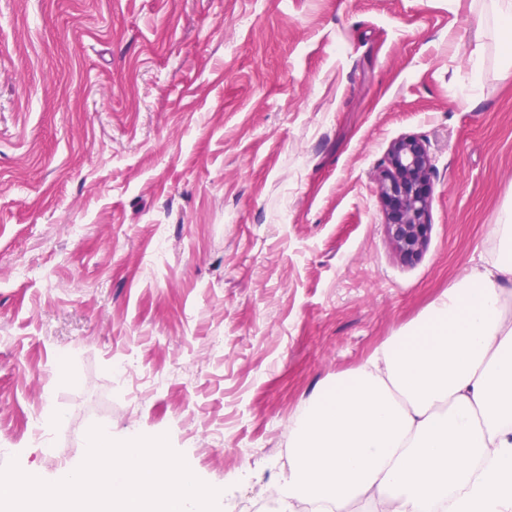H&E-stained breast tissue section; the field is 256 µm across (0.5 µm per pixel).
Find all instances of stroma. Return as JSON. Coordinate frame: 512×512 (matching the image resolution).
<instances>
[{"instance_id":"1","label":"stroma","mask_w":512,"mask_h":512,"mask_svg":"<svg viewBox=\"0 0 512 512\" xmlns=\"http://www.w3.org/2000/svg\"><path fill=\"white\" fill-rule=\"evenodd\" d=\"M482 24L471 0H0V468L60 481L97 425L167 436L220 512L262 499L306 399L500 255L512 44L474 80ZM404 136L434 158L410 263L376 184Z\"/></svg>"}]
</instances>
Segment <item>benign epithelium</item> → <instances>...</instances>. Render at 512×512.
Returning <instances> with one entry per match:
<instances>
[{
	"label": "benign epithelium",
	"mask_w": 512,
	"mask_h": 512,
	"mask_svg": "<svg viewBox=\"0 0 512 512\" xmlns=\"http://www.w3.org/2000/svg\"><path fill=\"white\" fill-rule=\"evenodd\" d=\"M433 167V157L426 144L419 138L406 136L390 144L388 165L376 178L387 235L406 262L417 259L428 243Z\"/></svg>",
	"instance_id": "7a95c632"
}]
</instances>
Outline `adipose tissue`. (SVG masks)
I'll use <instances>...</instances> for the list:
<instances>
[{
  "label": "adipose tissue",
  "mask_w": 512,
  "mask_h": 512,
  "mask_svg": "<svg viewBox=\"0 0 512 512\" xmlns=\"http://www.w3.org/2000/svg\"><path fill=\"white\" fill-rule=\"evenodd\" d=\"M501 258L451 284L416 325L288 422L278 512H512V207Z\"/></svg>",
  "instance_id": "adipose-tissue-1"
}]
</instances>
